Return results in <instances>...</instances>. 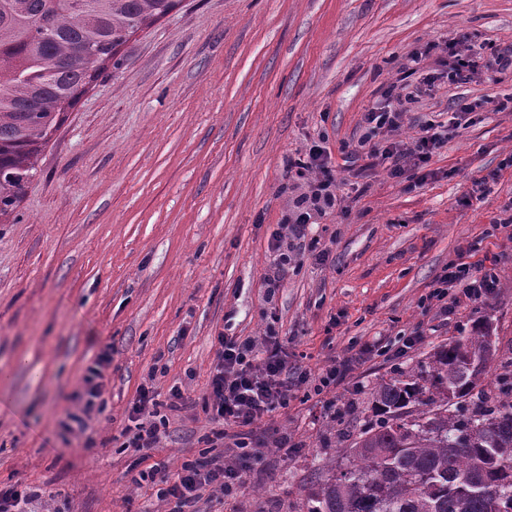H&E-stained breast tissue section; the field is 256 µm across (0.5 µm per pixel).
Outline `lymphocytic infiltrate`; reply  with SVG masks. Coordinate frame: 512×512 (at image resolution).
Here are the masks:
<instances>
[{"label":"lymphocytic infiltrate","instance_id":"lymphocytic-infiltrate-1","mask_svg":"<svg viewBox=\"0 0 512 512\" xmlns=\"http://www.w3.org/2000/svg\"><path fill=\"white\" fill-rule=\"evenodd\" d=\"M405 99L390 96L386 105L368 110L364 120L366 132L359 139L352 160L375 157L385 162L390 175L399 177L405 172L406 161L427 163L433 151L445 141L434 121L425 122L420 134L411 143L382 144L381 132L397 130L405 112ZM289 169L297 177H309L307 192L296 196L288 209V222L294 238L301 247L315 251L317 241L308 235L315 216L327 214L336 205V175L331 155L318 143H311L303 157L289 160ZM497 283L495 268L459 263L449 266L429 292V300L451 312L448 302L450 289L456 288L468 299L481 301L489 297ZM341 371L330 368L317 377L306 372H289L288 362L278 345L267 342L264 354H257L251 339L220 341L217 363L211 373L207 390L202 398L205 411L217 423L237 426L236 446L240 451L241 466L231 467L212 460L184 462L176 473L163 467H149L139 475L140 480L157 485L158 498L173 502L172 512H198L196 505L204 489L220 491L224 497L241 492L246 464L251 460L254 444L261 436L258 425L265 416L287 408L301 385H311L320 395L336 387ZM160 403L153 388L141 386L129 411L133 434L128 447L137 450L155 448L160 432L167 424L159 412Z\"/></svg>","mask_w":512,"mask_h":512}]
</instances>
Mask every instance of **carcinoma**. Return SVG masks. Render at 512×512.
Masks as SVG:
<instances>
[{
	"instance_id": "1",
	"label": "carcinoma",
	"mask_w": 512,
	"mask_h": 512,
	"mask_svg": "<svg viewBox=\"0 0 512 512\" xmlns=\"http://www.w3.org/2000/svg\"><path fill=\"white\" fill-rule=\"evenodd\" d=\"M176 0H0V215L42 146L131 34ZM98 48L92 58L89 48ZM499 359L488 319L437 347L407 379L372 390L383 418L339 448L307 512H512V369L464 402ZM418 405L417 413L408 411Z\"/></svg>"
}]
</instances>
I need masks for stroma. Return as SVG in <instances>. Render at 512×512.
<instances>
[{"mask_svg": "<svg viewBox=\"0 0 512 512\" xmlns=\"http://www.w3.org/2000/svg\"><path fill=\"white\" fill-rule=\"evenodd\" d=\"M479 45L512 48V0H180L131 35L0 218V484L38 489L32 512H167L139 471L202 455L237 465L202 395L218 336L261 345L272 326L289 367L347 375L264 418L240 494L206 490L197 507L306 512L337 440L378 422L376 382L485 316L511 362L512 226L499 222L512 213V68L449 78ZM393 85L416 97L394 140L432 119L447 142L401 178L345 166ZM319 138L340 201L271 293V244L287 243L306 189L288 161ZM479 260L498 274L486 301L458 297L446 316L426 303L449 264ZM106 350L103 395L83 412L76 395ZM143 385L187 398L146 459L124 433Z\"/></svg>", "mask_w": 512, "mask_h": 512, "instance_id": "obj_1", "label": "stroma"}]
</instances>
